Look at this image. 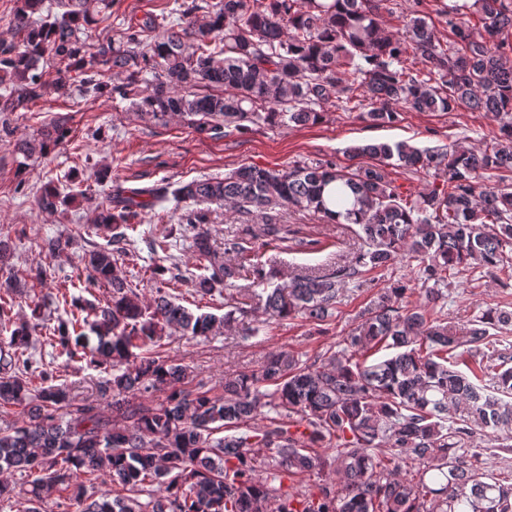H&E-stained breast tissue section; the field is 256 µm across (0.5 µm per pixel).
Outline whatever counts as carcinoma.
Wrapping results in <instances>:
<instances>
[{
    "label": "carcinoma",
    "mask_w": 512,
    "mask_h": 512,
    "mask_svg": "<svg viewBox=\"0 0 512 512\" xmlns=\"http://www.w3.org/2000/svg\"><path fill=\"white\" fill-rule=\"evenodd\" d=\"M386 0H174L168 25L148 15L101 48L83 54L77 32L88 22L72 7L38 20L43 0H18V42L0 49V83L10 90L1 112L42 98L40 60L51 57L83 75L81 96L102 97L105 72L126 75L116 88L140 115L166 123L178 116L198 133L319 123L326 112L357 98L375 125L398 121L400 108L450 112L459 105L486 112L497 133L480 150L420 148L406 141L349 147L351 164L311 162L269 170L241 166L222 178L177 188L113 190L96 228L107 244L80 258L82 294L61 282L57 300L69 318L46 321L37 304L32 321H15L16 295L47 279L10 268L0 278V416L18 407V421L0 428V471L31 478L22 512H512V475L490 473L476 435L512 447V353L493 331L512 325V310L490 306L462 327L442 318L449 288L477 269L512 278V0H463L448 10L453 45L437 36L413 0L388 11L396 33L385 31ZM204 13L199 20L198 13ZM147 83L144 90L138 82ZM370 156L422 172L442 187L403 197L383 170L354 160ZM190 205L179 227L145 234L158 286L138 292L129 266L136 251L132 220L167 195ZM64 198L52 184L37 198L54 212ZM220 204L257 214L260 233L211 244L205 226ZM313 212L329 224H354L361 246L347 265L285 273L258 259L270 242L307 249L316 240L294 236L286 211ZM191 240L199 274L177 272L171 250ZM418 262L424 301H408L401 279L379 289L343 337L302 360L279 348L260 369L224 379L217 394L189 386L192 367L158 355L170 330L191 340L235 328L247 341L259 328L247 321L251 301H264L274 319L320 325L344 292L367 287L365 273L397 259ZM170 262V266L162 262ZM170 279H165V274ZM205 298H224V314L194 312L165 290L169 281ZM109 289L106 300L96 292ZM68 360L109 372L98 381L112 396V423L99 404L55 383L35 358L34 335ZM385 350L390 355L368 358ZM263 419V424L254 426ZM332 447L327 458L318 452ZM267 450L272 478L332 471L317 497L276 494L257 475L255 449ZM411 461L402 474L400 462ZM122 486L109 497L88 492L86 480Z\"/></svg>",
    "instance_id": "obj_1"
}]
</instances>
